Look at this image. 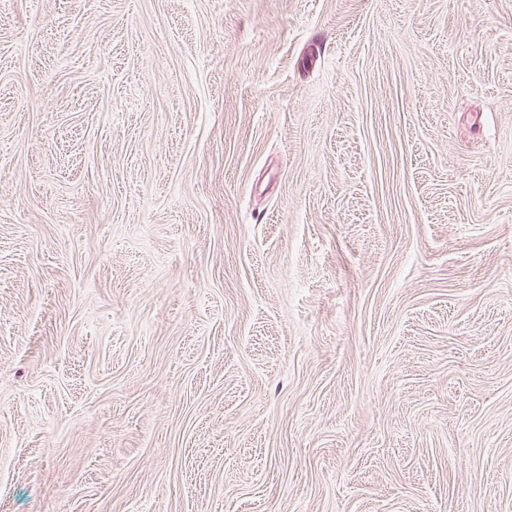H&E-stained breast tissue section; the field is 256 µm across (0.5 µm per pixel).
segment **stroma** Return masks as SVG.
Instances as JSON below:
<instances>
[{
	"label": "stroma",
	"instance_id": "obj_1",
	"mask_svg": "<svg viewBox=\"0 0 512 512\" xmlns=\"http://www.w3.org/2000/svg\"><path fill=\"white\" fill-rule=\"evenodd\" d=\"M0 512H512V0H0Z\"/></svg>",
	"mask_w": 512,
	"mask_h": 512
}]
</instances>
